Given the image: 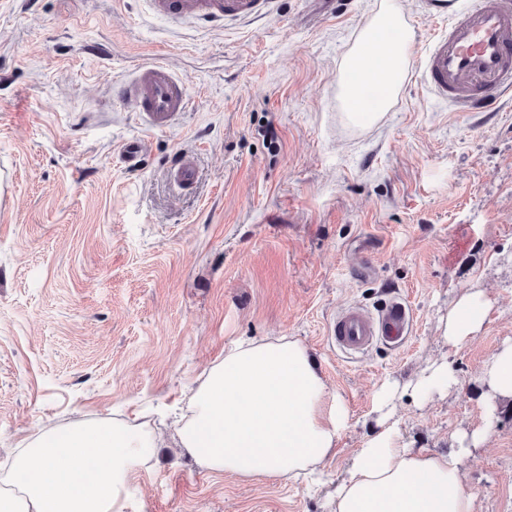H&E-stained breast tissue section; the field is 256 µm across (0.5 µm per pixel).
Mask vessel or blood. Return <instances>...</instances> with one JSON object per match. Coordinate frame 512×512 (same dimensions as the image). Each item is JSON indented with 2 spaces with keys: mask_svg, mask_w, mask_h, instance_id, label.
Segmentation results:
<instances>
[{
  "mask_svg": "<svg viewBox=\"0 0 512 512\" xmlns=\"http://www.w3.org/2000/svg\"><path fill=\"white\" fill-rule=\"evenodd\" d=\"M277 0H152L156 13L176 21L222 27L256 21L275 12ZM434 15L447 18L448 32L430 42L420 67L424 86L458 112H492L512 93V0H474L463 13L449 15L447 0H429ZM119 102L137 112L149 129H166L188 101L185 83L162 63H145L116 89ZM192 153H182L170 172L181 186L194 184ZM412 311L395 299L372 310L350 304L330 323V343L357 356L377 344L398 343Z\"/></svg>",
  "mask_w": 512,
  "mask_h": 512,
  "instance_id": "1",
  "label": "vessel or blood"
}]
</instances>
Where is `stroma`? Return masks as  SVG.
<instances>
[{
  "label": "stroma",
  "instance_id": "stroma-1",
  "mask_svg": "<svg viewBox=\"0 0 512 512\" xmlns=\"http://www.w3.org/2000/svg\"><path fill=\"white\" fill-rule=\"evenodd\" d=\"M400 0L415 39L380 125L347 124L338 77L374 0H279L232 28L172 25L149 0H0V474L18 442L75 419L185 404L235 343L281 336L314 357L349 424L325 486L242 480L160 448L130 480L124 512H330L328 494L376 432V391L432 361L458 384L422 405L396 399L410 448L445 453L490 425L464 465L481 512H512V404L485 416L479 369L512 338V97L455 112L420 82L447 21ZM167 63L190 101L151 136L112 86ZM193 152L194 184L169 170ZM372 260L369 277L358 275ZM493 302L461 348L442 336L464 291ZM404 298L401 348L344 356L325 339L343 306Z\"/></svg>",
  "mask_w": 512,
  "mask_h": 512
}]
</instances>
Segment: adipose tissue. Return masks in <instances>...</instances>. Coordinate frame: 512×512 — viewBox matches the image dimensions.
<instances>
[{"label":"adipose tissue","instance_id":"ef3b65f1","mask_svg":"<svg viewBox=\"0 0 512 512\" xmlns=\"http://www.w3.org/2000/svg\"><path fill=\"white\" fill-rule=\"evenodd\" d=\"M414 31L397 0H376L347 49L338 77L345 120L377 125L399 94L410 66ZM378 86V108L366 100ZM491 305L483 289L448 309L443 337L457 348L481 330ZM492 403L512 402V340L479 371ZM395 389L375 394L380 430L364 438L337 485L331 512H476L464 459L489 437L482 427L457 436L456 450L417 453L402 440L389 409ZM326 385L307 349L292 338L244 341L211 366L173 421L178 450L202 466L243 479H318L348 422L343 403L326 407ZM162 437L138 420L103 425L77 419L65 431L46 429L26 442L13 465L26 481L0 478V512H124L131 472L147 464Z\"/></svg>","mask_w":512,"mask_h":512}]
</instances>
